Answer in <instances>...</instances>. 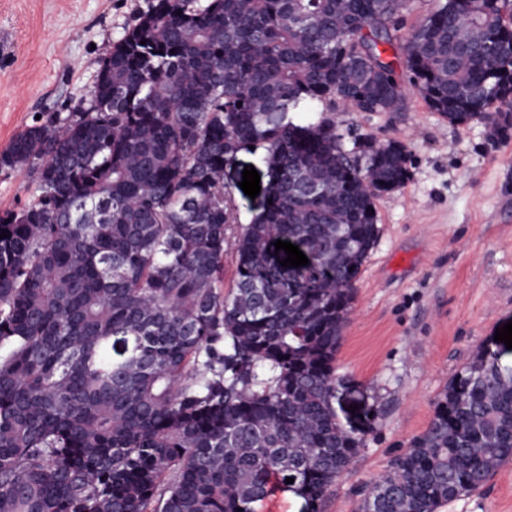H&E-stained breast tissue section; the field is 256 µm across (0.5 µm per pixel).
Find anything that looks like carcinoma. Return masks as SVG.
<instances>
[{"label": "carcinoma", "mask_w": 512, "mask_h": 512, "mask_svg": "<svg viewBox=\"0 0 512 512\" xmlns=\"http://www.w3.org/2000/svg\"><path fill=\"white\" fill-rule=\"evenodd\" d=\"M405 9L151 0L89 99L11 139L0 170L38 195L0 215V512H259L277 489L321 512L365 445L335 363L375 200L410 171L311 112H398L411 87L453 124L512 125V0H435L402 35ZM250 149L272 203L242 224L224 167ZM511 460L512 375L482 349L360 512H436Z\"/></svg>", "instance_id": "carcinoma-1"}]
</instances>
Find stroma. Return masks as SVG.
<instances>
[{
    "label": "stroma",
    "mask_w": 512,
    "mask_h": 512,
    "mask_svg": "<svg viewBox=\"0 0 512 512\" xmlns=\"http://www.w3.org/2000/svg\"><path fill=\"white\" fill-rule=\"evenodd\" d=\"M147 0H0V151L41 112L66 113L88 97L106 46ZM339 131L402 143L409 181L375 201L379 239L355 284L336 355V413L365 446L331 487L322 512H359L363 490L422 435L449 380L480 348L512 367L495 341L512 320V139L482 122L453 125L408 90L397 112L330 111ZM242 151L224 183L242 221L263 197L240 187ZM37 195L23 171L0 172V214ZM438 512H512V463L478 494Z\"/></svg>",
    "instance_id": "stroma-1"
}]
</instances>
